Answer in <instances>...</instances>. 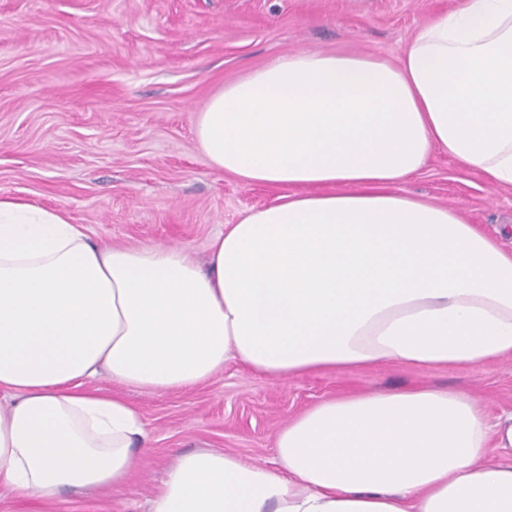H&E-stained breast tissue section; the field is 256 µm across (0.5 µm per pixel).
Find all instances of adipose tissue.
<instances>
[{
  "label": "adipose tissue",
  "mask_w": 512,
  "mask_h": 512,
  "mask_svg": "<svg viewBox=\"0 0 512 512\" xmlns=\"http://www.w3.org/2000/svg\"><path fill=\"white\" fill-rule=\"evenodd\" d=\"M195 135L248 184L285 188L183 247L92 241L0 197V488L49 505L116 490L150 445L120 391H185L227 362L272 380L512 359V252L400 188L443 151L512 187V0H458L398 61L299 51L225 84ZM107 375L118 393L89 386ZM282 472L179 455L148 512H512V412L462 391L323 400L276 435Z\"/></svg>",
  "instance_id": "ef3b65f1"
}]
</instances>
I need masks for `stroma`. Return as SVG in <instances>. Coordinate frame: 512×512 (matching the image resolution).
<instances>
[{"instance_id": "stroma-1", "label": "stroma", "mask_w": 512, "mask_h": 512, "mask_svg": "<svg viewBox=\"0 0 512 512\" xmlns=\"http://www.w3.org/2000/svg\"><path fill=\"white\" fill-rule=\"evenodd\" d=\"M456 0H0V196L58 209L95 241L183 246L283 190L213 166L194 126L213 94L301 50L398 60L414 29ZM458 209L512 251V189L434 155L401 184ZM431 386L512 411V360L476 369L382 365L285 382L237 365L185 392L126 391L151 446L121 491L63 495L53 512H143L175 457L200 447L271 464L288 419L339 395Z\"/></svg>"}]
</instances>
